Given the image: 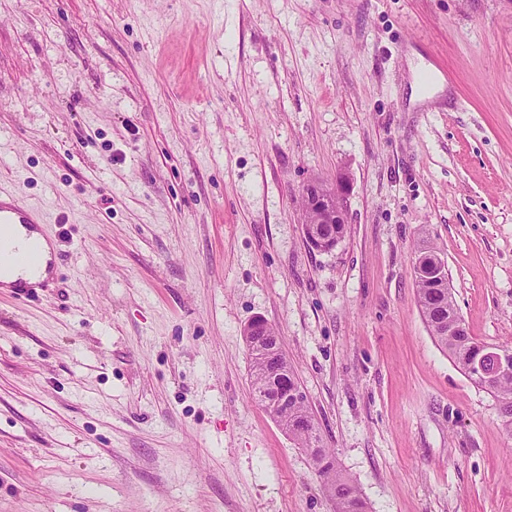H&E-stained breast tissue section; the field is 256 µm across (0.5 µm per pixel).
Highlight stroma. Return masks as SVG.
I'll return each instance as SVG.
<instances>
[{
    "mask_svg": "<svg viewBox=\"0 0 512 512\" xmlns=\"http://www.w3.org/2000/svg\"><path fill=\"white\" fill-rule=\"evenodd\" d=\"M0 190L60 218L48 286L0 288V512H336L252 398L257 317L367 512H512L412 274L512 348V0H0ZM347 192V185L344 182H336L335 185H328L320 180L309 182L303 189V196L306 202V209L314 218L306 224H330L328 228L310 227V243L317 250L323 247L335 235L333 224H336V232L346 230V215L343 198ZM446 267L445 260L429 248H423L413 262V272L429 279H441L445 274L448 276Z\"/></svg>",
    "mask_w": 512,
    "mask_h": 512,
    "instance_id": "stroma-1",
    "label": "stroma"
}]
</instances>
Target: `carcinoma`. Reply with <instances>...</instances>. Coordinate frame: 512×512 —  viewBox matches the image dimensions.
Masks as SVG:
<instances>
[{
	"label": "carcinoma",
	"instance_id": "carcinoma-1",
	"mask_svg": "<svg viewBox=\"0 0 512 512\" xmlns=\"http://www.w3.org/2000/svg\"><path fill=\"white\" fill-rule=\"evenodd\" d=\"M417 303L421 316L434 339L464 375H469L471 362L481 342L468 332L460 321L454 297L440 283L428 284L415 279ZM249 371L253 393L263 391L268 385L267 367L255 357H249ZM490 393L499 405L503 429L512 436V378L498 382ZM280 422L288 428V437L301 448H313L311 461L316 474L327 492H336L346 498L354 512H366L362 494L354 480L342 473L335 459L323 444L315 418L307 402L288 404L275 411Z\"/></svg>",
	"mask_w": 512,
	"mask_h": 512
}]
</instances>
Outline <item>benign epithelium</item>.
Listing matches in <instances>:
<instances>
[{"mask_svg":"<svg viewBox=\"0 0 512 512\" xmlns=\"http://www.w3.org/2000/svg\"><path fill=\"white\" fill-rule=\"evenodd\" d=\"M346 192L347 185L343 182L330 186L320 180L309 182L303 189L306 209L313 214L310 243L319 250L334 236L333 225L346 223L343 204ZM320 224L324 228H318ZM413 271L429 279H441L447 274L446 262L437 252L424 248L414 259ZM245 329L246 335L255 337V344L266 352L267 357L274 359L280 337L270 334V325L257 317ZM476 376L487 384L512 376V354L495 345L485 347L476 364Z\"/></svg>","mask_w":512,"mask_h":512,"instance_id":"benign-epithelium-1","label":"benign epithelium"}]
</instances>
